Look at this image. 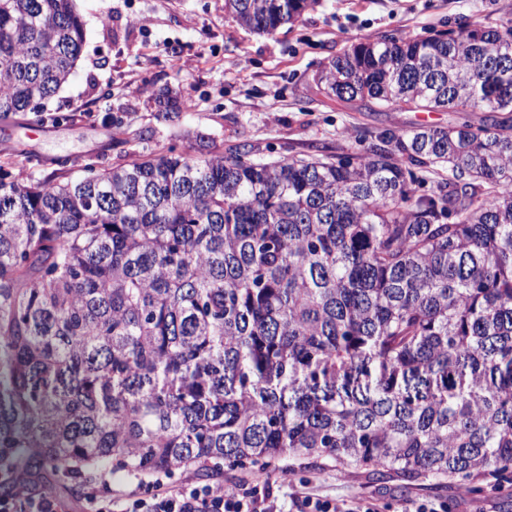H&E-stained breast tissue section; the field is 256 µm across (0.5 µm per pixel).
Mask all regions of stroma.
I'll use <instances>...</instances> for the list:
<instances>
[{
	"instance_id": "stroma-1",
	"label": "stroma",
	"mask_w": 512,
	"mask_h": 512,
	"mask_svg": "<svg viewBox=\"0 0 512 512\" xmlns=\"http://www.w3.org/2000/svg\"><path fill=\"white\" fill-rule=\"evenodd\" d=\"M85 45L69 81L45 105L0 122V168L30 179L67 161L74 173L105 169L131 153L172 147L194 154L210 144L252 145L255 157L278 161L310 155L363 154L374 133L477 125L484 112L381 108L319 93L315 76L354 43L386 37L426 38L462 25L512 15V0H318L303 17L262 35L242 27L224 0H76ZM190 96L189 109L157 116L160 100ZM141 474L103 468L92 480L57 489L64 512H81L84 496L122 503ZM210 483L234 489L259 484L274 512L311 495L336 503L372 502L376 512H414L422 504L448 512H512V481L471 491L394 474L343 470L327 458L285 456L265 468L224 466ZM202 477L189 468L152 476L173 487Z\"/></svg>"
}]
</instances>
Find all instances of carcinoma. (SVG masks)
<instances>
[{"instance_id": "cac0c4a2", "label": "carcinoma", "mask_w": 512, "mask_h": 512, "mask_svg": "<svg viewBox=\"0 0 512 512\" xmlns=\"http://www.w3.org/2000/svg\"><path fill=\"white\" fill-rule=\"evenodd\" d=\"M317 2L224 9L273 34ZM84 42L74 0H0V122L56 94ZM318 83L487 116L384 130L360 156L0 171L1 495L286 453L407 483L512 476V17L358 42Z\"/></svg>"}]
</instances>
